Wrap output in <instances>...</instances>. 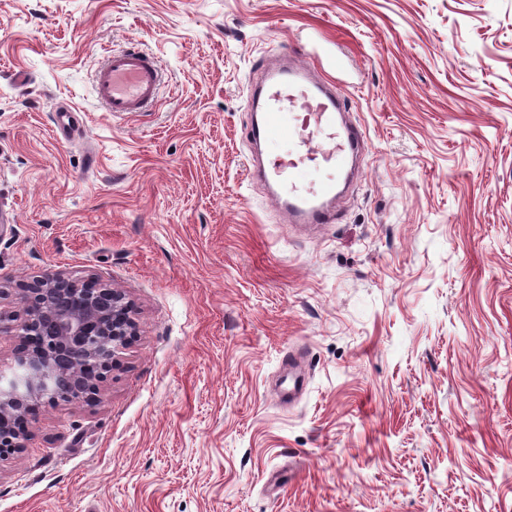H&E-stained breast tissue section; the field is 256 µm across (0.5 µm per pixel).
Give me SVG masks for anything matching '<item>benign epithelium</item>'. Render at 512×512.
I'll use <instances>...</instances> for the list:
<instances>
[{"label":"benign epithelium","mask_w":512,"mask_h":512,"mask_svg":"<svg viewBox=\"0 0 512 512\" xmlns=\"http://www.w3.org/2000/svg\"><path fill=\"white\" fill-rule=\"evenodd\" d=\"M24 318L11 366L0 365V451L24 448L11 428L33 406L80 403L138 333L124 294L91 278L47 270L18 287Z\"/></svg>","instance_id":"7a95c632"}]
</instances>
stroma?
Wrapping results in <instances>:
<instances>
[{"mask_svg":"<svg viewBox=\"0 0 512 512\" xmlns=\"http://www.w3.org/2000/svg\"><path fill=\"white\" fill-rule=\"evenodd\" d=\"M129 47L167 84L115 115ZM283 47L364 132L332 224L248 175ZM47 269L139 335L32 413L0 512H512V0H0L2 363ZM162 68L151 56L137 51L110 52L98 68L95 98L114 114L141 112L157 100Z\"/></svg>","mask_w":512,"mask_h":512,"instance_id":"1","label":"stroma"}]
</instances>
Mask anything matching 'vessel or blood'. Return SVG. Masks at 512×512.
<instances>
[{
  "instance_id": "1",
  "label": "vessel or blood",
  "mask_w": 512,
  "mask_h": 512,
  "mask_svg": "<svg viewBox=\"0 0 512 512\" xmlns=\"http://www.w3.org/2000/svg\"><path fill=\"white\" fill-rule=\"evenodd\" d=\"M280 57L249 90L250 139L270 148L255 175L291 222L331 224L362 135L344 121L332 82L297 64L291 50ZM161 83L162 68L153 57L113 51L95 74L93 93L109 112L129 114L156 101Z\"/></svg>"
}]
</instances>
